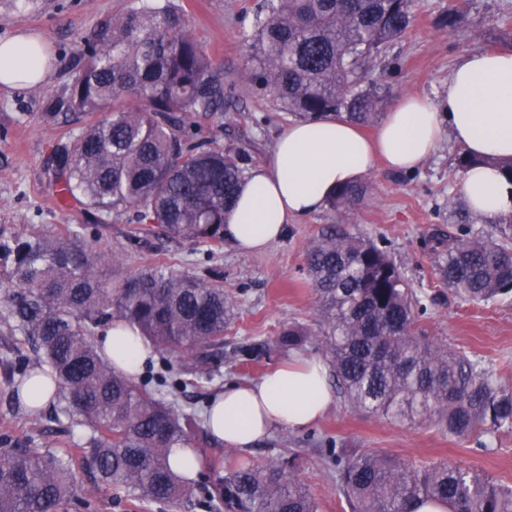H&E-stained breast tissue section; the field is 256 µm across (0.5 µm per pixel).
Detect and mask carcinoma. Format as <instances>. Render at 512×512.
Segmentation results:
<instances>
[{
	"label": "carcinoma",
	"mask_w": 512,
	"mask_h": 512,
	"mask_svg": "<svg viewBox=\"0 0 512 512\" xmlns=\"http://www.w3.org/2000/svg\"><path fill=\"white\" fill-rule=\"evenodd\" d=\"M416 0H263L243 61L248 87L297 121L343 113L375 123L387 49L411 27ZM69 89L65 121L104 113L53 151L62 191L82 205L133 213L148 237L224 242V214L235 203L249 158L217 143L189 115L224 105V72L193 37L174 0L133 8L86 43ZM368 188H340L333 210L365 204ZM443 284L470 301L512 292V218L490 233L425 241ZM321 300L323 342L344 398L365 411L406 421L436 417L441 430L469 437L512 428V391L468 356L414 332L420 301L387 250L331 225L306 254ZM0 323L35 361L20 369L14 394L49 376L56 404L89 432L78 448L36 450L20 440L0 448V512H71L81 502L77 469L122 492L141 509L209 512H319L287 460L223 469L195 448L196 419L156 396L101 353L100 330L121 320L159 353L201 375L223 355L233 303L218 282L170 266L112 280V258L87 243V228L66 235L0 230ZM310 331L284 329L278 345L301 346ZM193 449L209 472L201 482L171 467L169 449ZM339 492L351 512H415L423 500L451 512H512V488L460 464L414 466L391 454L330 451Z\"/></svg>",
	"instance_id": "1"
}]
</instances>
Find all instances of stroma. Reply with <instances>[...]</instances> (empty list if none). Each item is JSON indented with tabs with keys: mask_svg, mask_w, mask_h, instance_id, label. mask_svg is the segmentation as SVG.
Listing matches in <instances>:
<instances>
[{
	"mask_svg": "<svg viewBox=\"0 0 512 512\" xmlns=\"http://www.w3.org/2000/svg\"><path fill=\"white\" fill-rule=\"evenodd\" d=\"M138 2L0 0V41L22 31L39 34L53 59L42 85L0 88V228L32 235L85 224L94 232L98 250L116 257V272L163 263L205 279L216 273L234 305V318L224 331V356L206 375H187L170 356L161 354L141 371L138 382L162 397H177L184 410L199 419L225 384L257 380L294 354L325 359L319 300L306 275L305 254L322 229L333 224L373 240L390 253L421 301L419 331L437 344L465 352L478 369L512 387V295L482 302L457 296L440 282L434 258L423 247L434 227L458 230L452 206L462 201V172L454 163L458 146L450 137H443L434 155L415 171L377 166L365 180L369 202L354 214L326 207L295 218L284 237L262 253H241L227 242L213 249L163 236L150 237L145 248L135 249L131 241L140 226L131 216L114 221L58 197L51 150L79 127L47 120L44 114L52 104L66 100L85 40ZM178 2L194 37L224 67V106L204 118V125L212 128L220 144L249 155L251 166L262 164L290 118L268 98L249 92L239 77L256 0ZM456 5L461 8L457 26L442 28V16ZM511 46L512 0H419L412 26L389 53L390 69L378 110L386 112L406 94L437 98L460 56ZM292 325L310 332L294 353L276 345L281 330ZM250 345L258 347V356L239 357L238 348ZM28 414L0 379V434L51 448L83 440L82 431H62L46 416L23 427L21 421ZM333 448L378 450L416 464L461 461L493 481L512 485V429L460 438L427 420L398 421L357 409L337 392L318 422L301 430L273 429L247 449L221 446L219 459L227 466L242 459L258 466L275 459L293 460L296 476L318 502L320 512H350L328 458Z\"/></svg>",
	"mask_w": 512,
	"mask_h": 512,
	"instance_id": "35a3bbf8",
	"label": "stroma"
}]
</instances>
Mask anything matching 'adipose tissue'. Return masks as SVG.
<instances>
[{"label": "adipose tissue", "instance_id": "adipose-tissue-1", "mask_svg": "<svg viewBox=\"0 0 512 512\" xmlns=\"http://www.w3.org/2000/svg\"><path fill=\"white\" fill-rule=\"evenodd\" d=\"M51 53L41 36L27 32L0 41V87L45 82ZM450 135L480 162L464 172L460 192L477 216L512 215V51L463 55L440 101L405 95L373 136L345 115L294 122L278 136L269 159L242 180L237 202L224 217V237L243 252H262L279 241L296 217L322 210L334 191L361 182L384 160L411 172ZM102 347L112 363L137 375L154 360L133 329L115 322ZM331 402L327 369L297 357L260 380L229 383L212 397L205 418L213 436L232 448H247L272 429H301L315 423Z\"/></svg>", "mask_w": 512, "mask_h": 512}]
</instances>
